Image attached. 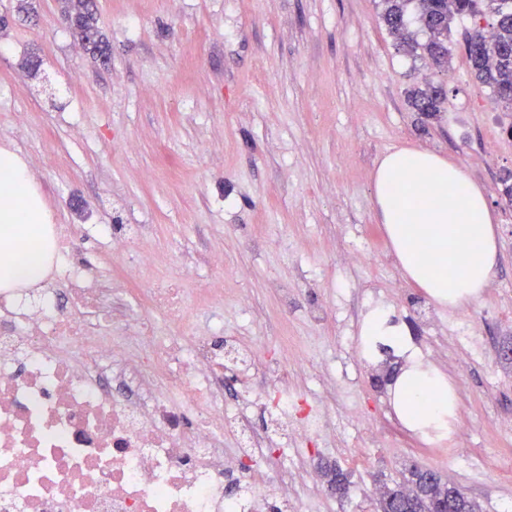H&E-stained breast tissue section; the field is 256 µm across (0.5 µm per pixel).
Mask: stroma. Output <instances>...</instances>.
Wrapping results in <instances>:
<instances>
[{
    "label": "stroma",
    "mask_w": 512,
    "mask_h": 512,
    "mask_svg": "<svg viewBox=\"0 0 512 512\" xmlns=\"http://www.w3.org/2000/svg\"><path fill=\"white\" fill-rule=\"evenodd\" d=\"M97 7L104 62L63 20L60 0H0V147L25 158L53 226L112 224L130 244L152 240L154 264L138 273L87 237L83 257L103 283L148 288L193 265L191 320L221 315L225 335L256 346L253 391L284 380L296 415L327 406L334 428L288 450L311 475L296 512H379L414 466L439 472L483 512H512V204L501 192L512 110L471 74L460 44L471 20L453 25L446 80L429 59L395 49L381 0ZM438 81L441 112H415L407 89ZM488 140L497 152H485ZM399 147L448 156L497 211L500 263L462 311L481 355L456 339L462 312L404 278L376 218L372 176ZM353 248L362 263L346 262ZM378 309L408 348L364 351L361 330ZM412 356L448 374L469 425L440 457L399 421L392 385L373 383ZM327 467L347 473L344 494L322 478Z\"/></svg>",
    "instance_id": "stroma-1"
}]
</instances>
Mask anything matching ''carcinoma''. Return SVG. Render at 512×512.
<instances>
[{
	"instance_id": "cac0c4a2",
	"label": "carcinoma",
	"mask_w": 512,
	"mask_h": 512,
	"mask_svg": "<svg viewBox=\"0 0 512 512\" xmlns=\"http://www.w3.org/2000/svg\"><path fill=\"white\" fill-rule=\"evenodd\" d=\"M380 18L397 51L423 52L432 64L448 71V37L456 19H489L490 33L481 26L465 35V53L475 78L487 86L493 99L512 109V0H382ZM62 13L86 49L94 56L108 58L107 47L96 25V9L88 0H63ZM427 34L419 43L414 29ZM414 111L433 115L445 99L443 87L428 83L408 91ZM454 497L456 512H481L477 501L442 481L431 470L414 468L410 478L388 490L380 502L382 512H441L444 498Z\"/></svg>"
}]
</instances>
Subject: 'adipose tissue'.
Segmentation results:
<instances>
[{
	"mask_svg": "<svg viewBox=\"0 0 512 512\" xmlns=\"http://www.w3.org/2000/svg\"><path fill=\"white\" fill-rule=\"evenodd\" d=\"M380 224L404 276L436 303L454 308L475 304L499 261L494 210L485 187L441 154L402 147L385 154L372 181ZM432 245L425 264L417 240ZM54 251L49 215L24 160L0 148V289L41 279ZM455 278H448L447 268ZM394 407L411 431L442 428L455 407L447 376L411 359L394 389Z\"/></svg>",
	"mask_w": 512,
	"mask_h": 512,
	"instance_id": "ef3b65f1",
	"label": "adipose tissue"
}]
</instances>
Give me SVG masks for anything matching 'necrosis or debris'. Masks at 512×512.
Instances as JSON below:
<instances>
[{"instance_id":"4bbe7bcc","label":"necrosis or debris","mask_w":512,"mask_h":512,"mask_svg":"<svg viewBox=\"0 0 512 512\" xmlns=\"http://www.w3.org/2000/svg\"><path fill=\"white\" fill-rule=\"evenodd\" d=\"M54 287L25 301L0 289V512H288L303 468L265 452L272 431L303 439L313 413L289 424L287 387L249 411L224 409L249 379L255 349L192 325L184 289H99L71 233L58 234ZM240 446L229 453L225 432ZM263 463L274 480L255 484Z\"/></svg>"}]
</instances>
